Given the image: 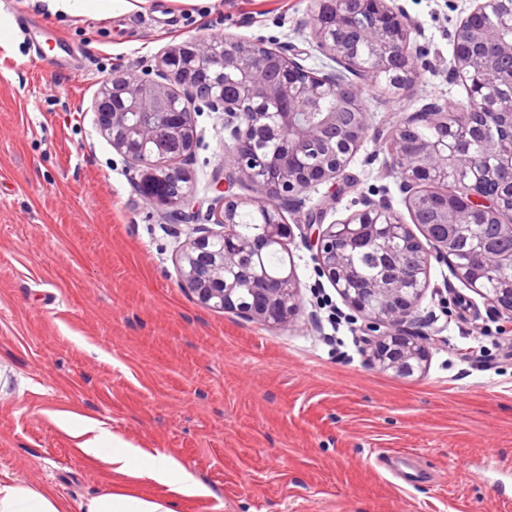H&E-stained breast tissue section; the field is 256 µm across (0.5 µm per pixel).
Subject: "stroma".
<instances>
[{
    "instance_id": "1",
    "label": "stroma",
    "mask_w": 512,
    "mask_h": 512,
    "mask_svg": "<svg viewBox=\"0 0 512 512\" xmlns=\"http://www.w3.org/2000/svg\"><path fill=\"white\" fill-rule=\"evenodd\" d=\"M12 2L1 28L32 17L53 37L0 44V479L49 489L65 512L107 491L175 512H512V323L432 262L408 326L429 339L427 369L394 377L372 364L365 319L303 239L312 210L333 224L384 199L407 216L387 137L424 105L466 102L448 74L466 0H389L414 26L420 77L394 96L368 89V139L288 213L300 300L285 328L181 287L193 227L143 197L92 102L113 71L154 77L160 52L194 37L285 46L320 69L309 0H83L72 14ZM195 122L186 167L203 211L224 168V115ZM86 418L172 456L200 492L118 481L82 452ZM395 456L413 482L390 472Z\"/></svg>"
}]
</instances>
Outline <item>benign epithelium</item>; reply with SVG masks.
Instances as JSON below:
<instances>
[{"label":"benign epithelium","mask_w":512,"mask_h":512,"mask_svg":"<svg viewBox=\"0 0 512 512\" xmlns=\"http://www.w3.org/2000/svg\"><path fill=\"white\" fill-rule=\"evenodd\" d=\"M372 3L375 21L360 48L349 25L362 5ZM453 41L449 75L465 83L467 105L458 110L431 103L391 132L390 166L399 174V190L418 238L388 205L369 204L336 224H321V212L308 214L306 242L320 275L344 302L368 321L367 345L373 365L397 378L425 371L428 339L407 331L429 288L431 260L445 261L459 236L472 224H493L512 239V168L488 171L485 179L437 193L440 203L425 220L428 191L435 175L474 165L471 144L497 151L512 138V96L490 104L475 82L481 68L500 81L512 82V29L487 18L508 0H469ZM315 50L327 60L314 71L288 49L268 48L233 36L222 40L189 38L167 47L158 60V79L115 71L98 88L94 112L101 131L140 172L138 187L149 202L170 209L173 220L190 223L191 175L179 162L192 154L197 141L193 114L205 105L224 113L231 145V170L214 179L217 195L206 224L195 228L181 261V287L208 308L231 312L250 322L286 327L295 317L298 285L294 270L269 276L239 269L245 253H259L292 237L285 212L301 203L310 189L339 178L368 138L366 108L369 77L388 79L397 93L418 79L411 47V22L387 0H310ZM235 77L226 93L222 78ZM332 99L336 111L318 123L306 120L316 102ZM427 120L436 127L456 125L463 137L453 148L437 136L409 139L411 127ZM250 183L254 196L243 200L229 193L236 182ZM267 205L261 232L242 237L236 230L244 208ZM400 230L403 244L387 251L396 269L392 278L359 279L352 255L378 242L380 226ZM224 239L216 254L210 240ZM478 265L512 277V251L500 252L479 238L474 242ZM456 276L480 293L501 316L512 319V289L497 296L483 292L468 267Z\"/></svg>","instance_id":"1"}]
</instances>
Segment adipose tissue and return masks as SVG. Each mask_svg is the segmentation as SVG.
<instances>
[{"label": "adipose tissue", "mask_w": 512, "mask_h": 512, "mask_svg": "<svg viewBox=\"0 0 512 512\" xmlns=\"http://www.w3.org/2000/svg\"><path fill=\"white\" fill-rule=\"evenodd\" d=\"M82 430L88 435L83 444L84 452L111 464L113 472L130 477L144 475L159 482L168 481L177 473L178 462L159 452L148 457L147 469L138 468L136 462L145 455L143 449L117 440L110 433L96 428L92 420H85ZM0 512H63V509L50 493L15 482L0 481Z\"/></svg>", "instance_id": "obj_1"}]
</instances>
